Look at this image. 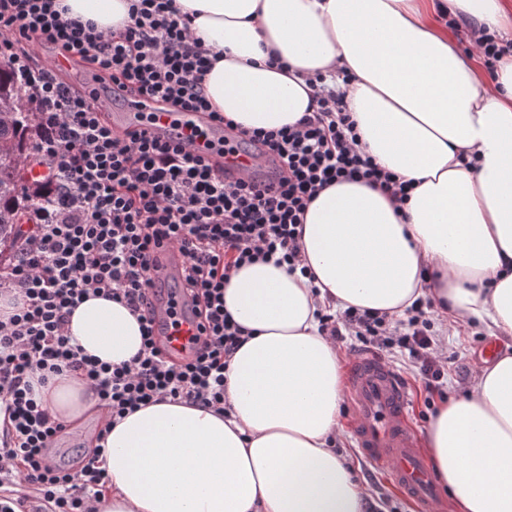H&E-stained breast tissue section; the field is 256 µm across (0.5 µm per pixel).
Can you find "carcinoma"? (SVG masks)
<instances>
[{"mask_svg": "<svg viewBox=\"0 0 512 512\" xmlns=\"http://www.w3.org/2000/svg\"><path fill=\"white\" fill-rule=\"evenodd\" d=\"M0 260L14 254L22 213L41 194L26 182L34 113L22 88L7 66L0 63Z\"/></svg>", "mask_w": 512, "mask_h": 512, "instance_id": "obj_1", "label": "carcinoma"}]
</instances>
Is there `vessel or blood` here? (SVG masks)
<instances>
[{
    "label": "vessel or blood",
    "mask_w": 512,
    "mask_h": 512,
    "mask_svg": "<svg viewBox=\"0 0 512 512\" xmlns=\"http://www.w3.org/2000/svg\"><path fill=\"white\" fill-rule=\"evenodd\" d=\"M116 127L138 128L148 125L159 135L174 133L191 140L195 149L207 153L208 142L223 140V128L213 125L201 112H174L162 102L148 97L125 99L121 112L112 116ZM258 152L240 148L235 153L212 155L227 178H236L243 167H251L261 176L271 173L269 165L259 164ZM184 266L182 254L168 249L161 259L159 279L168 282L179 277ZM161 325L160 334L167 350L177 354L192 344L198 329L185 312L170 314L166 294L154 301ZM347 396L355 421L354 442L362 454L382 471L417 512H438L440 494L429 459L418 446V439L407 417L409 386L383 359L373 354L355 357L348 369Z\"/></svg>",
    "instance_id": "b4317fda"
}]
</instances>
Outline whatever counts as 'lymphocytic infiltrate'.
<instances>
[{
    "label": "lymphocytic infiltrate",
    "instance_id": "lymphocytic-infiltrate-1",
    "mask_svg": "<svg viewBox=\"0 0 512 512\" xmlns=\"http://www.w3.org/2000/svg\"><path fill=\"white\" fill-rule=\"evenodd\" d=\"M46 45L124 94L208 114L237 136L225 150L261 148L279 163L278 184L263 185L249 172L228 182L191 143L113 129L97 93L72 90L36 64L35 47ZM0 63L31 100L32 160L46 169L38 185L50 199L30 212L17 254L0 266V299L12 307L0 319V484L21 488L0 493V512H97L108 482L102 451L72 464L56 458L68 427L43 407L35 383L78 373L115 420L167 398L224 411L229 363L245 340L224 308L232 270L258 260L296 267L306 207L334 183L361 181L401 203L411 185L361 151L343 88L350 75L311 78L314 108L291 126L249 131L213 109L204 88L210 51L193 38L176 0H131L116 32L70 17L59 0H0ZM165 247L186 258L178 291L200 331L178 359L167 358L149 308ZM91 294L136 315L142 347L129 362H99L67 336L73 310ZM432 314L429 300L398 320L350 307L322 313L321 331L334 341L356 337L380 356H407L432 394L448 375Z\"/></svg>",
    "mask_w": 512,
    "mask_h": 512
}]
</instances>
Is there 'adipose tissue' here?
Instances as JSON below:
<instances>
[{
	"label": "adipose tissue",
	"mask_w": 512,
	"mask_h": 512,
	"mask_svg": "<svg viewBox=\"0 0 512 512\" xmlns=\"http://www.w3.org/2000/svg\"><path fill=\"white\" fill-rule=\"evenodd\" d=\"M63 2L104 30L128 18L129 0ZM178 3L218 56L204 81L217 111L250 130L291 125L310 105L306 77L345 70L362 150L414 189L399 205L363 182L334 184L305 211L302 270L232 271L224 306L249 337L230 361L227 413L163 400L115 423L76 375L40 398L72 427L92 412L110 424L97 512H364L367 492L334 448L342 364L316 312L328 301L400 317L427 297L512 338V55L485 80L436 8L492 29L512 16L501 0ZM68 334L111 365L142 343L125 306L92 295ZM426 446L455 512H512V352L439 405Z\"/></svg>",
	"instance_id": "adipose-tissue-1"
}]
</instances>
